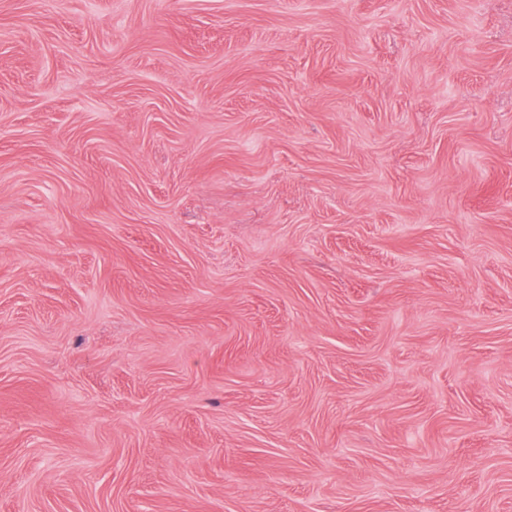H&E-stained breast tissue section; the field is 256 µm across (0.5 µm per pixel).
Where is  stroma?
<instances>
[{
	"mask_svg": "<svg viewBox=\"0 0 512 512\" xmlns=\"http://www.w3.org/2000/svg\"><path fill=\"white\" fill-rule=\"evenodd\" d=\"M0 512H512V0H0Z\"/></svg>",
	"mask_w": 512,
	"mask_h": 512,
	"instance_id": "stroma-1",
	"label": "stroma"
}]
</instances>
